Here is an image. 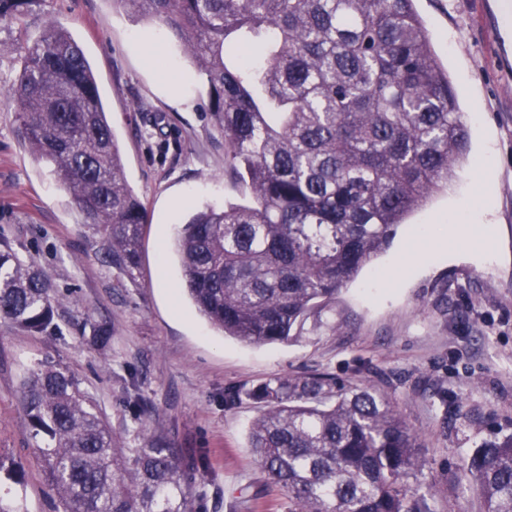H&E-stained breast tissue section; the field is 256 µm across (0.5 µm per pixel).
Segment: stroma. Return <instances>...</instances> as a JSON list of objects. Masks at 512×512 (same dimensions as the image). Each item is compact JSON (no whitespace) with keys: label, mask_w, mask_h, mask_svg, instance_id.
Listing matches in <instances>:
<instances>
[{"label":"stroma","mask_w":512,"mask_h":512,"mask_svg":"<svg viewBox=\"0 0 512 512\" xmlns=\"http://www.w3.org/2000/svg\"><path fill=\"white\" fill-rule=\"evenodd\" d=\"M470 127L453 185L402 226L392 247L343 287L321 323L289 344L223 336L185 292L174 241L196 210L243 204L224 164L207 83L166 28L115 0H42L22 25L0 23V87L18 76L21 38L67 30L95 73L128 185L146 224L135 278L109 262L97 230L21 137L0 96V240L36 263L62 302L38 332L0 322V455L25 471L27 512H56L26 431L21 384L39 363L63 364L98 402L125 448L154 436L198 461L194 512H288L248 443L261 407L228 389L328 373L384 392L420 442L418 476L432 512H485L462 478L483 443L512 436V20L494 0H415ZM159 50L164 68L151 56ZM487 173L491 250L483 258L423 249L421 227L466 221ZM397 278H387L390 270ZM110 332L98 341L97 328Z\"/></svg>","instance_id":"obj_1"}]
</instances>
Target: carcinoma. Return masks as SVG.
<instances>
[{
  "instance_id": "cac0c4a2",
  "label": "carcinoma",
  "mask_w": 512,
  "mask_h": 512,
  "mask_svg": "<svg viewBox=\"0 0 512 512\" xmlns=\"http://www.w3.org/2000/svg\"><path fill=\"white\" fill-rule=\"evenodd\" d=\"M41 0H0L12 23ZM164 25L208 85L227 170L250 203L199 211L175 242L198 312L242 343H288L392 245L400 226L468 159L469 127L415 0H116ZM3 95L25 143L133 277L146 214L127 184L92 67L48 25ZM47 275L0 240V320L48 327ZM264 406L249 448L288 512H432L418 438L380 392L328 374L248 390ZM24 421L63 512H192L176 449L122 447L60 363L22 383ZM466 471L486 512H512V436ZM0 512H22L20 464Z\"/></svg>"
}]
</instances>
